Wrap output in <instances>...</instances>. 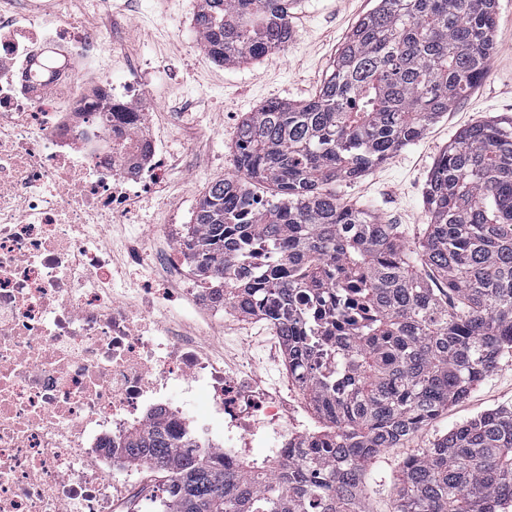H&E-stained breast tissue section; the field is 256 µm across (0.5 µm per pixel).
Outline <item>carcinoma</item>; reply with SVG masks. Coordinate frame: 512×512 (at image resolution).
Segmentation results:
<instances>
[{"instance_id": "1", "label": "carcinoma", "mask_w": 512, "mask_h": 512, "mask_svg": "<svg viewBox=\"0 0 512 512\" xmlns=\"http://www.w3.org/2000/svg\"><path fill=\"white\" fill-rule=\"evenodd\" d=\"M296 0H199L206 55L235 64L283 49ZM496 0H378L336 53L318 93L271 100L238 127L237 174L209 184L183 243L214 295L279 325L288 365L323 422L285 460L224 471L158 420L120 444L163 479V512H362L365 463L464 398L512 352V119L448 142L413 248L400 224L347 204L336 184L418 140L483 77ZM253 248L268 264L224 288ZM323 288L344 310L318 328L298 308ZM334 357L329 368L326 360ZM512 507V409L442 434L402 466L392 512Z\"/></svg>"}]
</instances>
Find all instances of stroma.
<instances>
[{"label": "stroma", "instance_id": "stroma-1", "mask_svg": "<svg viewBox=\"0 0 512 512\" xmlns=\"http://www.w3.org/2000/svg\"><path fill=\"white\" fill-rule=\"evenodd\" d=\"M41 5L46 14L78 16L101 33L118 29L113 77L134 64L147 75L146 131L164 141L170 174L160 207L140 208L137 221L153 225L151 243L159 246L190 222L208 182L233 174L236 131L246 113L273 99L300 102L314 94L350 28L374 0H296L288 46L233 65L204 54L193 27L197 0H41ZM494 42L487 72L467 97L364 177L338 183L337 194L369 206L382 223L404 225L408 238H415L429 221L425 184L439 152L472 122L512 118V0H497ZM264 334L252 321L228 319L207 327L201 345L225 338V366L236 369L266 352ZM510 406L512 354L464 399L368 461L362 512H392L405 458L431 447L456 424Z\"/></svg>", "mask_w": 512, "mask_h": 512}]
</instances>
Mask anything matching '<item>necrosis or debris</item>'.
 <instances>
[{
    "mask_svg": "<svg viewBox=\"0 0 512 512\" xmlns=\"http://www.w3.org/2000/svg\"><path fill=\"white\" fill-rule=\"evenodd\" d=\"M111 55L79 19L0 16V512H127L143 469L101 445L156 416L200 431L228 469L310 436L301 389L254 386L167 318L176 299L210 320L241 311L214 302L182 240L150 248L133 223L168 170L142 72L113 81ZM81 66L97 82L77 94ZM116 223L119 262L104 241Z\"/></svg>",
    "mask_w": 512,
    "mask_h": 512,
    "instance_id": "obj_1",
    "label": "necrosis or debris"
}]
</instances>
